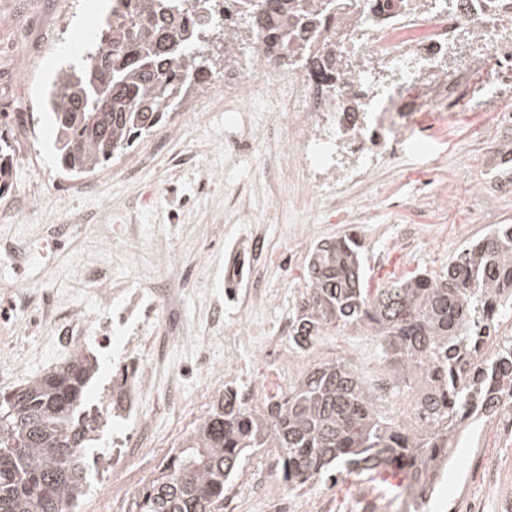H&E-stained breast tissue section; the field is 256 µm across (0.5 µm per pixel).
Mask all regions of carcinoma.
Instances as JSON below:
<instances>
[{"instance_id":"carcinoma-1","label":"carcinoma","mask_w":512,"mask_h":512,"mask_svg":"<svg viewBox=\"0 0 512 512\" xmlns=\"http://www.w3.org/2000/svg\"><path fill=\"white\" fill-rule=\"evenodd\" d=\"M226 0H115L82 62L61 69L46 106L56 133L55 163L69 176L93 174L126 154L177 110L188 90L214 76L239 50L286 41L327 21L322 0H235L236 28L213 19ZM310 67L322 90L355 72L331 50ZM14 149L0 135V194L9 190ZM512 317V224H502L438 275L417 273L367 288L358 241L318 244L307 259V288L290 317L293 349L306 367L288 392L251 405L227 388L167 454L157 476L126 512H215L242 462L276 453L288 489L343 474L396 467L404 488L428 503L433 477L448 466L458 430L492 417L512 397V337L485 347L484 332ZM351 329L376 341L380 370L344 357L322 358L317 337ZM97 361L77 354L26 387L0 393V512H73L85 495L101 428L86 389ZM408 402L400 419L389 403Z\"/></svg>"}]
</instances>
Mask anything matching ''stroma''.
I'll return each mask as SVG.
<instances>
[{"label": "stroma", "mask_w": 512, "mask_h": 512, "mask_svg": "<svg viewBox=\"0 0 512 512\" xmlns=\"http://www.w3.org/2000/svg\"><path fill=\"white\" fill-rule=\"evenodd\" d=\"M109 8V0H0V134L12 139L17 156L13 186L0 195V243L20 242L28 249L23 266L0 262L2 392L25 385L77 353L73 347H55L48 324L14 309L12 299L20 289L27 290L33 305L53 300L57 322L68 324L83 309L103 308L105 289L116 284L131 291L147 288L165 267L185 264L197 269L196 289L211 294L207 302L196 300V290L182 294L194 335H223L228 322L245 331L254 320L248 311L232 313L226 322L212 318V303L224 301V255L240 235L234 208L224 205V185L247 190L260 166L255 155L225 162L223 111L194 113L179 128L170 121L154 128L149 138L161 142L164 151L134 179L124 174L125 164L138 156L134 150L76 181L63 178L54 163L55 133L42 112L41 97L82 36L101 26ZM440 62L449 75L465 62L477 66L453 119L423 149L377 166L368 195L356 201V222L324 209L301 224L287 269L273 264L263 272L272 296L262 319L270 327L291 316L306 286V258L323 240L350 233L362 241L368 285L377 288L416 273H442L449 260L491 225L512 224V167L488 171L482 165L483 153L512 149V130L477 125L480 116L512 104V85L496 86L490 46L468 32L461 33ZM434 166L447 174V197L430 198L432 223L422 225L414 241L400 244L397 236L409 216L391 209L389 196L418 200L421 179ZM22 203L28 214L18 221L11 213ZM115 205L124 209L117 222L108 218ZM143 214L159 228L156 237L145 241L130 235ZM50 224L74 225L75 233L66 241L49 242L44 230ZM96 253L104 258L108 276L91 283L80 261ZM374 346L372 337L334 330L321 336L315 349L326 358L361 361L371 371L376 367ZM167 380L166 371L157 372L158 393L141 410L154 436L172 447L188 435L193 419L163 411L160 393ZM97 445L90 473L94 482L106 473L116 482L152 479L164 457L162 449L151 447L119 453L105 435ZM477 445L475 430L459 439L455 464L444 475L429 512H450L464 492L482 494L483 512H501L499 495H483L480 477L467 470ZM241 471L260 478L266 493L255 495L250 483L237 479L232 488L238 500L247 512H270L268 497L284 486L275 458L257 452ZM404 487V481L379 474L345 476L296 492L288 512H407Z\"/></svg>", "instance_id": "35a3bbf8"}]
</instances>
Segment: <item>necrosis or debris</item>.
<instances>
[{
  "label": "necrosis or debris",
  "instance_id": "1",
  "mask_svg": "<svg viewBox=\"0 0 512 512\" xmlns=\"http://www.w3.org/2000/svg\"><path fill=\"white\" fill-rule=\"evenodd\" d=\"M463 29L498 47L503 32L512 31V0H431L427 5L422 0H362L360 6L336 10L331 28L305 32L296 42H323L339 54L387 58L427 73V88L416 89L407 79L403 92L424 107L439 103L452 112L470 72L464 69L447 79L439 72L438 60ZM317 84L309 66L284 60L277 51L270 57H249L225 72L224 88L212 101L224 110L225 158H234L244 148L262 155L259 184L271 209L283 219L309 214L315 204L324 202L347 211L352 196L368 183L378 155L410 149L431 135L416 127L412 118L390 111L384 87L374 85L369 72L353 82L340 77L330 100L317 97ZM243 101L263 113L257 126H250L238 112ZM288 183L298 188L290 197L283 193ZM246 222L244 247L224 265V300L231 306L244 299L258 314L269 302L259 273L270 264H284L288 250L266 246L265 223L251 215ZM165 313L175 330L166 342L149 336H104L97 342L100 349L134 352L141 359L117 397L135 417L140 401L155 390L154 370L170 365L175 346L188 335L180 310L169 307Z\"/></svg>",
  "mask_w": 512,
  "mask_h": 512
}]
</instances>
